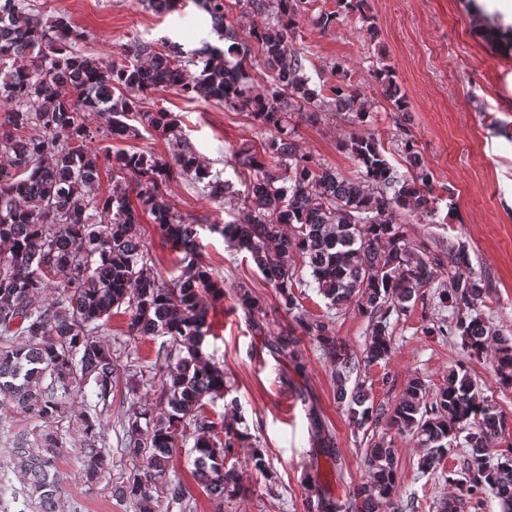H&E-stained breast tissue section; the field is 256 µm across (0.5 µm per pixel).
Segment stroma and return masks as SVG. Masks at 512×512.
Listing matches in <instances>:
<instances>
[{
    "label": "stroma",
    "instance_id": "obj_1",
    "mask_svg": "<svg viewBox=\"0 0 512 512\" xmlns=\"http://www.w3.org/2000/svg\"><path fill=\"white\" fill-rule=\"evenodd\" d=\"M44 19L58 12L70 15L87 30L85 50L106 60L117 58L130 39L157 41L168 37L193 49L202 43L219 44L209 18L194 0H180L177 9L157 14L136 0H23ZM512 26V15L497 0H366L364 14H351L339 24L323 29L304 20L296 46L309 61L307 70L321 86L336 83L334 64H342L351 82L368 95L379 96L373 76L377 58H386L395 69L406 95L404 112H381L368 133L380 138L387 157L398 170L406 165L399 137L408 133L417 143L440 186L439 216L427 223H412L409 236L421 240L429 251L447 256L449 243H464L475 273L489 283V293L478 309L488 325L503 336H512V52L495 38L493 25ZM150 102L178 118L182 135L212 171L242 189L243 178L233 166V155L242 144L260 146L269 131L257 125L249 112L214 101L187 98L166 90L150 95ZM350 124L323 112L300 119L298 144L319 163L350 174L351 156L339 142L350 133ZM165 195L172 207L194 218L200 226L198 242L206 262L224 281L222 300L209 302L212 334L205 352L224 370L230 397L237 408L223 400L206 405L211 420L233 422L243 418L249 433L270 462L269 476L251 470L249 448L236 449L227 466L235 467L240 491L216 500L196 483L187 448L173 452L162 484L181 483L187 490L182 503L170 512H307L306 478H314L333 498L346 502L368 471L365 450L378 437L391 440L396 450L400 491L397 512H437L436 504L454 492L443 479L457 469V452L442 460L436 473L421 475L417 462L422 448L416 437L386 431L384 425L353 429L343 404L336 400L333 366L316 342L300 336L298 359L306 364L298 372L293 359L277 350L275 336L292 321L277 303L274 288L250 259L244 258L212 227L233 220L237 209L232 197L217 201L200 185L174 177ZM453 214L452 223L440 218ZM246 283L262 300L258 311L244 310L235 288ZM447 275H438L432 287L422 289L407 311L391 313L392 352L386 361L360 366L358 374L374 407L392 408L410 377L419 376L429 391L441 388L450 370L466 365L479 395L494 399L509 419L492 453L512 449V388L500 387L492 377L493 354L469 361L459 337L426 334L427 326L452 322V307L438 298ZM302 314L332 322L353 355H362L370 334L366 317L357 308L335 309L316 288L302 290ZM128 317L117 313L97 336L112 350L120 383L111 406L104 412L108 446L112 453L109 473L95 488L78 479L76 434H67L68 445L58 463L67 512H132L110 494L111 484L122 481L138 459L124 451L123 426L133 413L156 408L160 386H148L142 374L156 357L160 336L129 338ZM318 418L339 452L333 464L311 431Z\"/></svg>",
    "mask_w": 512,
    "mask_h": 512
}]
</instances>
